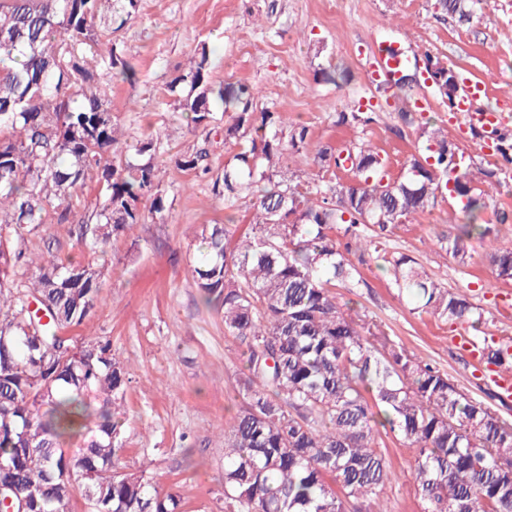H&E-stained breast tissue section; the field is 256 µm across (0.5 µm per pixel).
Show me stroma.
I'll list each match as a JSON object with an SVG mask.
<instances>
[{
  "instance_id": "1",
  "label": "stroma",
  "mask_w": 512,
  "mask_h": 512,
  "mask_svg": "<svg viewBox=\"0 0 512 512\" xmlns=\"http://www.w3.org/2000/svg\"><path fill=\"white\" fill-rule=\"evenodd\" d=\"M479 16L472 25H458L435 0H140L137 17L113 34L138 79L104 86L105 99L126 144L165 127L167 139L155 159L169 218H147L133 233L113 237L105 255H88L74 228L103 202L93 172L71 200L72 221L49 214L29 234L28 247L100 270L102 303L90 321L67 334L75 347L92 338L109 341L113 353L128 360L120 466L130 473L148 469L160 491L181 498L183 512H224V428L241 401L243 371L238 344L225 333L221 314L202 302L193 269L205 258L206 227L244 225L250 213L247 203L226 207L212 191L214 177L239 150L224 142L223 117H216L211 135L193 129L168 106L166 83L199 43H207L213 84L248 83L260 91L258 110L309 128L307 146L288 157L304 183H352L350 173L322 169L316 148L360 139L380 150L388 178H397L407 159L421 155V131L430 122L443 126L465 156L483 163L480 136L454 119L439 92H432L429 109L416 107L419 72L393 95L368 85L359 65L360 54L376 41L419 56L428 52L459 75L477 78L485 86L481 106L498 108L512 102V0H483ZM359 107L373 112L368 126H336L337 113ZM404 112L409 121L401 120ZM203 145L210 149L211 177L174 167V155ZM480 221L494 225L496 234L472 240L464 267L436 243L461 222L458 207L448 202L399 225L386 243L388 253L417 259L450 292L465 295L482 315L480 330L412 313V300L398 296L389 271L373 258L361 265L366 285L351 298L355 313L385 324L409 353L512 422V397L500 396L492 381L498 369L481 357L484 343L512 344V282L499 280L488 258L493 248L512 245V223H498L490 210ZM379 446L392 473L384 507L421 512L414 450L391 434L381 435Z\"/></svg>"
}]
</instances>
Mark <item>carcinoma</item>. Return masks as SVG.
I'll return each instance as SVG.
<instances>
[{
	"mask_svg": "<svg viewBox=\"0 0 512 512\" xmlns=\"http://www.w3.org/2000/svg\"><path fill=\"white\" fill-rule=\"evenodd\" d=\"M462 26L480 0H436ZM139 0H0V289L18 265L35 266L26 294L0 292V492L18 512H70L76 491L86 512H182L146 471L118 467L123 451L120 407L127 364L109 342L79 349L57 330L79 327L100 304L98 271L61 262L52 250L32 258L25 234L48 209L69 220V200L95 170L105 199L93 224L77 225L78 241L105 253L112 236L164 216L154 153L160 131L116 164L121 133L97 93L100 81L136 79L117 43L100 52L112 22L136 17ZM425 71L455 106L459 75L424 55ZM210 53L198 45L187 68L166 85L173 109L209 130L224 108V143L253 131L250 145L224 164L213 188L233 207L250 203L249 228L234 247L224 224L203 231L207 251L196 270L207 302L223 312L224 329L241 347L243 402L224 431L225 512H366L391 480L376 448L380 430L416 451L415 494L422 512H512V422L461 392L448 374L408 353L385 325L352 315L335 289L364 284L359 266L410 218L447 198L468 222L438 239L460 265L470 241L494 233L476 223L492 198L476 182L502 185L512 167V135L500 133L501 161L476 164L440 126L422 130L427 155L412 157L397 180H385L386 159L358 140L317 149V161L345 169L357 183L302 186L287 153L308 143L304 125L284 127L277 112H254L257 93L245 83L215 86ZM369 112H339L336 125L364 127ZM209 151L177 154L174 166L197 177L211 172ZM149 202L148 212L138 207ZM497 277L512 281V246L489 254ZM394 285L417 308L445 321L481 324L476 307L430 277L415 258L393 259ZM50 318L41 339L28 337L29 299ZM490 365L512 370V346L483 347ZM80 438L73 458L60 439ZM81 488L72 482L74 473Z\"/></svg>",
	"mask_w": 512,
	"mask_h": 512,
	"instance_id": "obj_1",
	"label": "carcinoma"
}]
</instances>
